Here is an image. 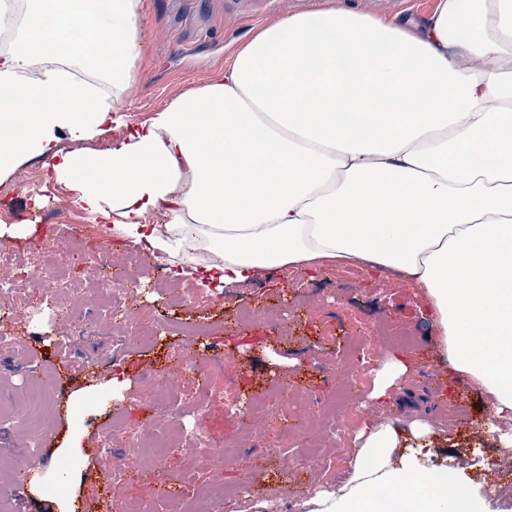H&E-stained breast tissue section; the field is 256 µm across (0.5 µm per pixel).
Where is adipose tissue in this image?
<instances>
[{
    "instance_id": "adipose-tissue-1",
    "label": "adipose tissue",
    "mask_w": 512,
    "mask_h": 512,
    "mask_svg": "<svg viewBox=\"0 0 512 512\" xmlns=\"http://www.w3.org/2000/svg\"><path fill=\"white\" fill-rule=\"evenodd\" d=\"M90 25V40L60 36ZM0 174L47 157L82 209L170 259L242 283L334 263L424 293L439 352L512 421V0H438L422 28L351 9L259 30L206 84L106 148L141 56V0H0ZM91 71L112 83L99 98ZM364 424L314 512H484L450 474L392 466Z\"/></svg>"
}]
</instances>
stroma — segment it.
<instances>
[{
  "label": "stroma",
  "instance_id": "1",
  "mask_svg": "<svg viewBox=\"0 0 512 512\" xmlns=\"http://www.w3.org/2000/svg\"><path fill=\"white\" fill-rule=\"evenodd\" d=\"M435 6L436 0H142V55L137 78L123 94L129 106L128 121L133 125L142 122L172 100L188 95L257 31L284 17L336 7L421 23ZM0 182L14 188L11 211L0 216L1 226L49 220L58 211L65 212L73 224L95 222L54 181L44 160L24 162L0 177ZM142 256L143 272L129 296L157 323L174 324V331L162 339L116 350L112 325L104 320L94 325L91 335L74 338L63 348L58 344L60 326L47 312L33 316L27 331L19 334L17 345L30 352L32 365L51 369L58 377L60 407L37 439L40 449L34 455L27 451L32 439L28 431L0 423V498L8 512H80L82 499L101 493L107 485L106 475L116 466L129 474L117 490L118 497L135 500L142 495L137 457L129 448L102 452L93 462L85 450L108 429L115 408H123L128 430L142 429L147 415L143 401L146 365L166 369L171 353L185 349L192 356H205V339L186 335V328L205 325L217 335L246 337V345L225 348L224 375L213 381L220 387L225 378H234L240 387L239 400L246 406L265 399L282 377L307 393L319 394L326 387L342 385L348 367L361 364L367 356L374 358L375 371L367 375L365 386L373 388L376 371L400 347L381 340L359 352L352 349L351 336L370 335L381 321L391 318L408 327L415 338L409 350L413 364L403 383L405 392L382 405L363 398L355 426L372 421L394 424L400 432L394 465L407 462L427 472H449L483 500L486 512H512V494L492 490L493 484L502 482V475L472 462L478 453L512 456V447L504 448L498 432L491 429V397L437 353L438 329L429 303L407 281L365 268L359 281L350 285L343 279L345 267L334 266L325 272L272 269L252 283L224 285L200 279L193 266L185 264L181 271L188 274L197 298L188 305H174L154 286L156 267L164 263V256L147 250ZM254 308L260 309V318L239 323V313ZM438 381L465 395L466 415L454 424L444 422L433 394ZM194 394L188 386L181 395L189 409L187 421L201 424L217 441L236 431L241 417L228 412L221 399H211L202 410L191 411ZM419 418L432 426L423 441L409 431L411 422ZM353 446V438L344 439L337 448L339 462H325L311 474L283 465V458L296 456L294 448L270 456L259 471L253 470V455L246 450L230 465L203 466L198 481L205 485L219 476L232 483L249 474L251 496L238 505L237 512H265V500L284 482L297 486L306 500L318 490H333L336 468L350 466Z\"/></svg>",
  "mask_w": 512,
  "mask_h": 512
}]
</instances>
